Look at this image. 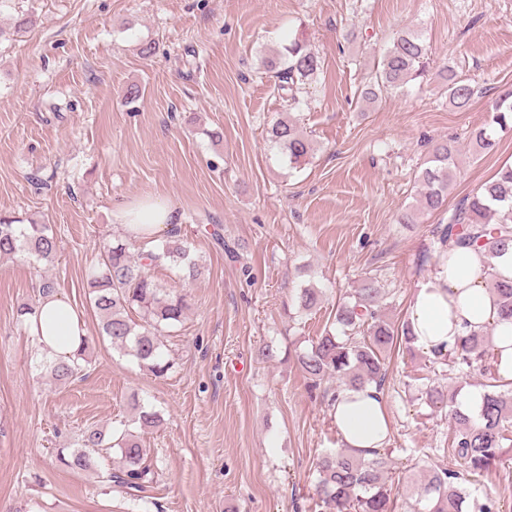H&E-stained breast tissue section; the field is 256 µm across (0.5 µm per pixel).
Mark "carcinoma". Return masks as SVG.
<instances>
[{
	"label": "carcinoma",
	"mask_w": 512,
	"mask_h": 512,
	"mask_svg": "<svg viewBox=\"0 0 512 512\" xmlns=\"http://www.w3.org/2000/svg\"><path fill=\"white\" fill-rule=\"evenodd\" d=\"M427 60L426 44L419 31L407 28L396 32L381 53L369 84L361 91V99L372 103L383 93L405 87L424 74ZM264 67L275 77L273 94L293 106L298 103L299 85L317 73L320 60L303 40L294 38L285 47V54L265 58ZM442 78L448 103L458 109L468 107L477 94L476 87L452 65L443 70ZM493 112L491 122L471 134L470 143L477 153L492 149L497 129L507 128L512 121V91L498 97ZM268 137L278 159L288 168L299 169L309 160L312 144L295 122H275ZM456 162L453 145L445 143L433 149L418 175L416 211H437L445 206ZM433 233L443 251L452 246H478L495 259L512 249V165L503 166L495 179L464 198L448 216V223L438 225ZM130 246L122 237L105 245L89 269L84 288L101 335L109 339L112 348L163 376L173 368L164 344L166 333L182 322L188 304L185 295L162 288L150 270L168 264L177 270L180 279L191 281L201 274L200 264L174 230L138 259L131 256ZM16 254H26L35 263L52 261L57 241L50 225L22 227L0 218V256ZM491 291L498 298L500 320L512 322V281H495ZM322 301L323 293L318 289H300L298 302L303 311L316 310ZM381 301V289L373 280H365L353 294L338 302L336 327L324 330L309 347L295 351L297 363L309 379L310 391L321 389L330 378L337 379L342 387L383 386L388 351L398 338L408 344L411 337L406 326L397 330L385 320ZM132 312L138 314L140 322L132 320ZM88 348L89 337L83 336L74 358H46L38 367L53 380L67 383L83 372ZM492 349L489 334L472 335L465 337L458 348L430 360L432 365L446 364L459 372L477 370L485 377L477 414L452 411L455 428L447 448V453L463 462L472 474L488 470L500 458L512 424V383L496 374ZM425 395L433 405H450L456 392L446 394L441 386L431 385ZM134 410L139 428L159 424V415L146 406L137 403ZM113 448L118 449L120 461L101 465V452ZM59 461L73 471L94 473L109 491L133 500L143 499L155 482L148 449L140 436L131 432L114 437L89 428L77 447L60 455ZM388 464L387 455L379 450L368 456L347 448L327 453L316 477V492L325 512H394L396 491L385 478ZM459 479L458 470L433 469L419 487V501L426 502L424 512H463L470 494L459 485Z\"/></svg>",
	"instance_id": "cac0c4a2"
}]
</instances>
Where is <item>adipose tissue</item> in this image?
Segmentation results:
<instances>
[{
  "label": "adipose tissue",
  "mask_w": 512,
  "mask_h": 512,
  "mask_svg": "<svg viewBox=\"0 0 512 512\" xmlns=\"http://www.w3.org/2000/svg\"><path fill=\"white\" fill-rule=\"evenodd\" d=\"M126 235L150 239L180 222L174 207L154 196L123 207L116 216ZM512 281V251L491 259L483 250L450 248L434 274L419 280L411 293L407 323L414 346L427 355L455 349L471 334H490L498 371L512 380V323L501 322L489 284ZM29 333L56 358H68L84 336V323L69 301L53 293L40 299L29 320ZM331 415L343 447L361 454L385 447L390 418L381 393L373 386L340 390Z\"/></svg>",
  "instance_id": "obj_1"
}]
</instances>
